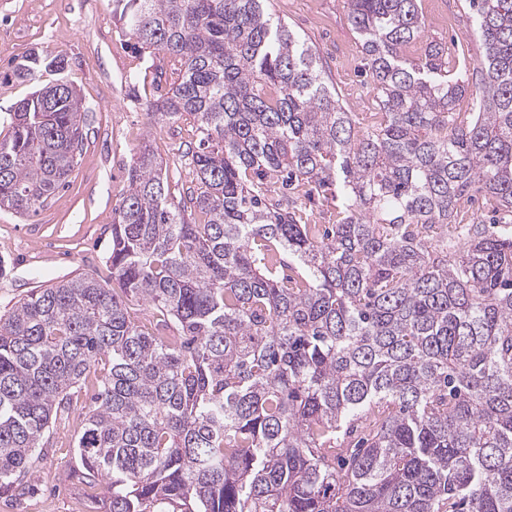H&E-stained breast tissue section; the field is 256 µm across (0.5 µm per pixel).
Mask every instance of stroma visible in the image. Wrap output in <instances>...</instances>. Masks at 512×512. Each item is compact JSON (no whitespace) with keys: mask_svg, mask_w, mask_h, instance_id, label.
<instances>
[{"mask_svg":"<svg viewBox=\"0 0 512 512\" xmlns=\"http://www.w3.org/2000/svg\"><path fill=\"white\" fill-rule=\"evenodd\" d=\"M423 36L445 45L449 59L467 60L455 76L473 83L472 66L484 49L465 0H418ZM270 8L314 46L328 84L351 112L377 111L376 93L363 76L359 38L347 21L343 0H271ZM48 50L67 60L65 79L89 110L83 151L69 185L39 213L23 218L0 210V313L35 288L87 275L111 284L112 219L127 186V173L144 146L168 168L171 195L190 184L183 157L195 133L184 120L148 115L161 57L132 52L112 15L111 0H0V137L9 132L10 113L34 86L2 73L30 50ZM88 413L86 396L75 400L44 441L45 452L21 497L0 493V512H80L84 502L103 496L102 483L88 485L70 475L75 441Z\"/></svg>","mask_w":512,"mask_h":512,"instance_id":"stroma-1","label":"stroma"}]
</instances>
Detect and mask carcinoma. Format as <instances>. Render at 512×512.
I'll return each mask as SVG.
<instances>
[{"instance_id":"obj_1","label":"carcinoma","mask_w":512,"mask_h":512,"mask_svg":"<svg viewBox=\"0 0 512 512\" xmlns=\"http://www.w3.org/2000/svg\"><path fill=\"white\" fill-rule=\"evenodd\" d=\"M267 2L112 0L131 47L170 63L147 107L196 125L191 186L172 197L144 147L112 285L61 281L0 315V491L28 490L105 359L75 450L76 479L106 481L97 512H512V0H468L469 119L418 0H345L380 109L363 134ZM64 62L10 67L57 79L10 113L0 209L68 185L85 108ZM300 185L336 223L302 222ZM474 193L493 223L463 222ZM133 300L160 311L151 329Z\"/></svg>"}]
</instances>
